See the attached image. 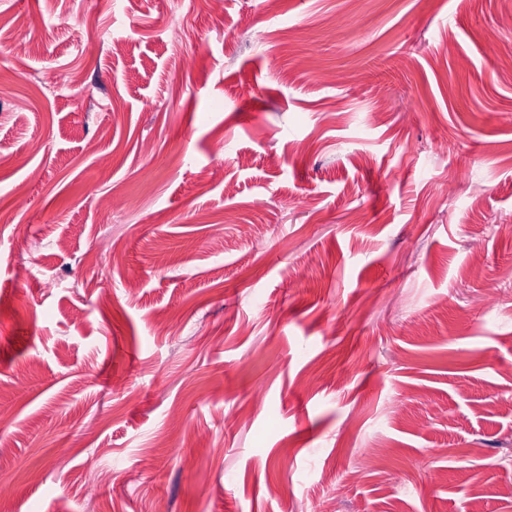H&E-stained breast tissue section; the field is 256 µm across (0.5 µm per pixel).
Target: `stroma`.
Returning <instances> with one entry per match:
<instances>
[{"mask_svg":"<svg viewBox=\"0 0 512 512\" xmlns=\"http://www.w3.org/2000/svg\"><path fill=\"white\" fill-rule=\"evenodd\" d=\"M257 2L0 0V512H512V0Z\"/></svg>","mask_w":512,"mask_h":512,"instance_id":"35a3bbf8","label":"stroma"}]
</instances>
